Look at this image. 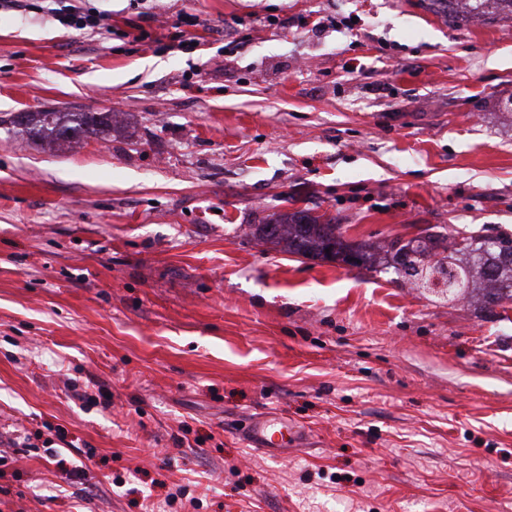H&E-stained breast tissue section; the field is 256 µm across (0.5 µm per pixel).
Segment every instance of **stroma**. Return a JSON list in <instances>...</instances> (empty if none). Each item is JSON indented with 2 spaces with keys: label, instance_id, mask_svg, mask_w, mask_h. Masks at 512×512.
<instances>
[{
  "label": "stroma",
  "instance_id": "1",
  "mask_svg": "<svg viewBox=\"0 0 512 512\" xmlns=\"http://www.w3.org/2000/svg\"><path fill=\"white\" fill-rule=\"evenodd\" d=\"M40 110L112 133L0 126V512H512V319L250 233L306 209L354 242L512 235V19L0 0V118ZM261 411L308 445L248 447ZM70 6L64 8L54 9L56 11L57 20L66 27L75 28L78 30L90 28L98 30L100 33L104 30L110 32L109 24L105 23V16L91 10L86 12L73 11L69 9ZM9 122L17 134L49 139L61 145L80 143L88 134L105 136L112 130L109 112H19ZM17 115V116H18Z\"/></svg>",
  "mask_w": 512,
  "mask_h": 512
}]
</instances>
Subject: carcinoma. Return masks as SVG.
<instances>
[{
  "label": "carcinoma",
  "instance_id": "obj_1",
  "mask_svg": "<svg viewBox=\"0 0 512 512\" xmlns=\"http://www.w3.org/2000/svg\"><path fill=\"white\" fill-rule=\"evenodd\" d=\"M10 125L17 134L72 145L90 134H109L112 113L22 112ZM252 236L292 255L339 262L361 271L377 272L388 259L397 278L416 288H439L451 301L474 299L485 309L512 304V235L427 232L408 241L358 243L346 240L341 225L299 210L254 225Z\"/></svg>",
  "mask_w": 512,
  "mask_h": 512
}]
</instances>
